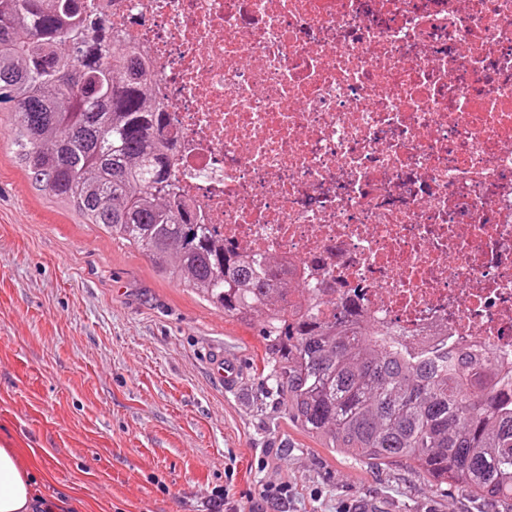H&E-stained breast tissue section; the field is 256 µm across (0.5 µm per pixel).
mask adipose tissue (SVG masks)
I'll use <instances>...</instances> for the list:
<instances>
[{
    "instance_id": "ef3b65f1",
    "label": "adipose tissue",
    "mask_w": 512,
    "mask_h": 512,
    "mask_svg": "<svg viewBox=\"0 0 512 512\" xmlns=\"http://www.w3.org/2000/svg\"><path fill=\"white\" fill-rule=\"evenodd\" d=\"M55 498L41 497L32 474L14 449L0 446V512H61Z\"/></svg>"
}]
</instances>
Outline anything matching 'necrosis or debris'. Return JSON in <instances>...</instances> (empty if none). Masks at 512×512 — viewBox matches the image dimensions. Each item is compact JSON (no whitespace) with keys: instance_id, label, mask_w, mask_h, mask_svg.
Instances as JSON below:
<instances>
[{"instance_id":"4bbe7bcc","label":"necrosis or debris","mask_w":512,"mask_h":512,"mask_svg":"<svg viewBox=\"0 0 512 512\" xmlns=\"http://www.w3.org/2000/svg\"><path fill=\"white\" fill-rule=\"evenodd\" d=\"M226 247L512 364V0H85Z\"/></svg>"}]
</instances>
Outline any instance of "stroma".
Masks as SVG:
<instances>
[{
	"instance_id": "obj_1",
	"label": "stroma",
	"mask_w": 512,
	"mask_h": 512,
	"mask_svg": "<svg viewBox=\"0 0 512 512\" xmlns=\"http://www.w3.org/2000/svg\"><path fill=\"white\" fill-rule=\"evenodd\" d=\"M0 123V445L85 512H236L288 483L282 512H498L409 467L361 462L289 420L255 328L37 190ZM238 375L225 386L218 362Z\"/></svg>"
}]
</instances>
